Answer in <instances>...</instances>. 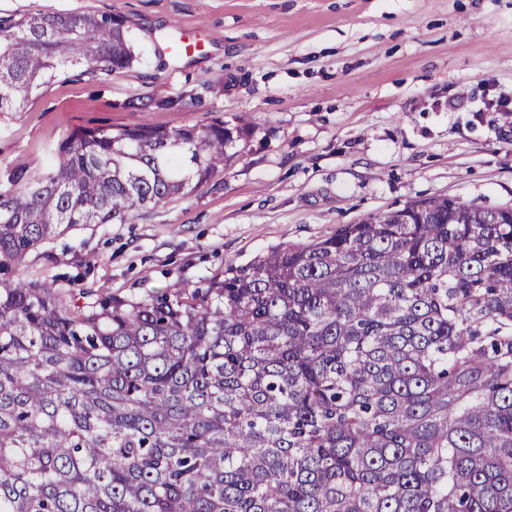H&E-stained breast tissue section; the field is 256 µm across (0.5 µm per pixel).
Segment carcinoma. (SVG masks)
<instances>
[{"mask_svg":"<svg viewBox=\"0 0 512 512\" xmlns=\"http://www.w3.org/2000/svg\"><path fill=\"white\" fill-rule=\"evenodd\" d=\"M134 60L110 14L0 17V115ZM250 135L84 130L0 192V512H512V207L408 202L189 294L80 305L15 275Z\"/></svg>","mask_w":512,"mask_h":512,"instance_id":"carcinoma-1","label":"carcinoma"}]
</instances>
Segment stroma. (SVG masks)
<instances>
[{
  "instance_id": "1",
  "label": "stroma",
  "mask_w": 512,
  "mask_h": 512,
  "mask_svg": "<svg viewBox=\"0 0 512 512\" xmlns=\"http://www.w3.org/2000/svg\"><path fill=\"white\" fill-rule=\"evenodd\" d=\"M112 14L135 61L62 76L0 115V188L71 135L214 118L252 128L224 172L127 224H81L18 270L80 301L193 290L280 243L306 244L410 201L512 206V0H0V16ZM204 44L171 54L175 30ZM134 97L176 99L140 111ZM457 100L449 109V100Z\"/></svg>"
}]
</instances>
